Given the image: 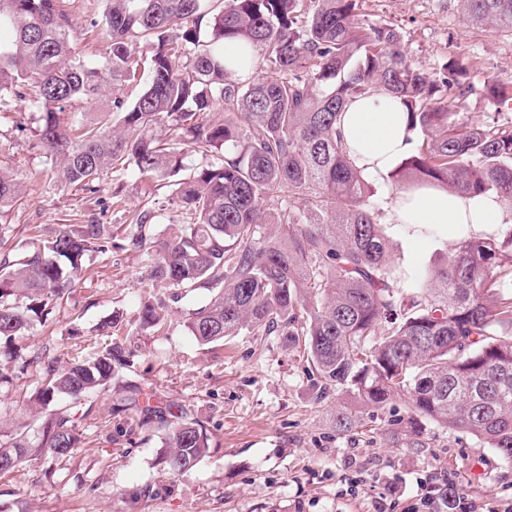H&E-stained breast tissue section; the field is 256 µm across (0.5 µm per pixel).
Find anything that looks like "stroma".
<instances>
[{
    "label": "stroma",
    "mask_w": 512,
    "mask_h": 512,
    "mask_svg": "<svg viewBox=\"0 0 512 512\" xmlns=\"http://www.w3.org/2000/svg\"><path fill=\"white\" fill-rule=\"evenodd\" d=\"M64 7L81 24L77 53L95 62L103 0H65ZM361 11L398 28L408 59L427 73L458 58L470 64L479 89L512 82V36L472 26L458 0H363ZM37 120L29 101L0 106V149L22 186L0 215L10 227L8 246L36 243L41 228L100 220L111 224L119 247L87 258L80 282L46 324L0 345V440L24 431L38 442L42 420L30 403L43 370L113 343L131 364L105 391L78 403L63 399L81 448L63 464L42 456L0 475V512H373L390 483L397 487L393 512H418L423 479L452 485L478 512L512 506V462L471 435L413 421L407 398L355 410L358 427L342 433L336 416L352 408L350 400L338 391L319 398L309 363L283 337L243 334L199 344L185 321L209 292L171 300L170 289L149 278L144 255L124 247L142 213L155 212L152 230L160 236L181 223L180 210L167 203L169 187L117 169L89 190L58 186L34 135ZM386 233L409 270L443 262L456 248L398 224ZM148 296L164 301L166 324L158 332L140 325ZM108 320L115 326L105 336L99 328ZM34 355L42 358L39 369L24 367ZM131 386L150 394L152 405L184 411L202 425L209 450L195 466L163 469L164 430L115 408ZM355 477L364 487L347 493Z\"/></svg>",
    "instance_id": "1"
}]
</instances>
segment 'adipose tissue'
<instances>
[{
	"label": "adipose tissue",
	"mask_w": 512,
	"mask_h": 512,
	"mask_svg": "<svg viewBox=\"0 0 512 512\" xmlns=\"http://www.w3.org/2000/svg\"><path fill=\"white\" fill-rule=\"evenodd\" d=\"M339 129L351 159L369 175L388 173L410 147L404 108L387 92L355 98L343 113ZM390 221L444 238L464 224H511L512 205L494 195L470 197L417 187L394 199Z\"/></svg>",
	"instance_id": "obj_1"
}]
</instances>
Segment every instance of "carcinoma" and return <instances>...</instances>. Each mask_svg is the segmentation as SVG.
<instances>
[{
  "instance_id": "cac0c4a2",
  "label": "carcinoma",
  "mask_w": 512,
  "mask_h": 512,
  "mask_svg": "<svg viewBox=\"0 0 512 512\" xmlns=\"http://www.w3.org/2000/svg\"><path fill=\"white\" fill-rule=\"evenodd\" d=\"M62 0H0V104L29 100L38 142L62 187L93 188L117 166L166 181L168 205L188 221L163 237L138 218L129 245L169 288L212 293L190 314L201 344L247 333L282 336L312 366L319 394L340 390L359 407L404 396L415 416L466 433L512 461V223L465 237L452 257L399 278L368 176L336 128L349 102L385 90L400 100L412 151L390 178L458 194L512 200V117L465 119L469 66L452 59L430 75L414 66L399 31L360 12L361 0H105V40L93 65L75 54L76 21ZM474 23L512 34V0H460ZM233 43L237 55L224 57ZM151 48L142 57L139 49ZM266 72L243 78L244 61ZM143 81L132 100L123 87ZM486 95L512 102V82ZM99 103L82 112L78 102ZM181 131L207 167H186L159 132ZM19 191L0 159V214ZM279 191L277 207H267ZM305 202L296 208L291 199ZM277 224L283 235L264 232ZM112 225H62L38 247L0 257V341L28 332L80 281L84 258L112 253ZM142 327L164 323L141 302ZM128 366L118 345L49 373L35 400L42 438L18 433L0 449V475L35 452L63 461L81 437L62 397L105 389ZM165 428L161 464L172 472L206 453L202 426L141 405Z\"/></svg>"
}]
</instances>
